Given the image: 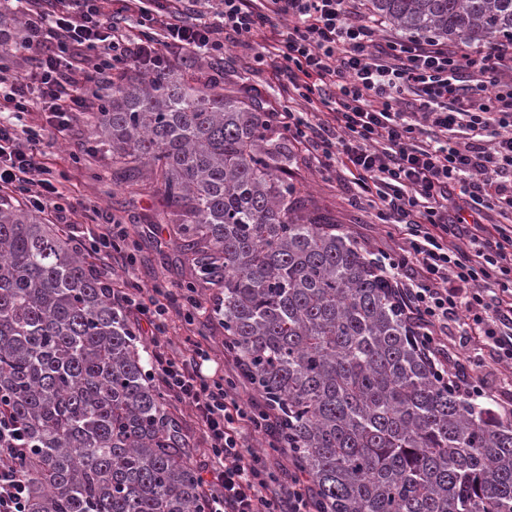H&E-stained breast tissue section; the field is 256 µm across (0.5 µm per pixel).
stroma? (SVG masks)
I'll list each match as a JSON object with an SVG mask.
<instances>
[{
	"instance_id": "1",
	"label": "stroma",
	"mask_w": 512,
	"mask_h": 512,
	"mask_svg": "<svg viewBox=\"0 0 512 512\" xmlns=\"http://www.w3.org/2000/svg\"><path fill=\"white\" fill-rule=\"evenodd\" d=\"M255 53L252 46L230 49L224 63V85L239 92L251 88L265 101L276 99L280 86L266 67L255 62ZM36 147L47 152L55 178L66 188L68 223H83L86 214L97 211L122 224L129 232L127 251L135 261L139 286L176 289L186 281L167 225L152 221L161 207L160 197L150 194L133 199L126 194L112 168L110 152L100 146L84 119H77L63 132L42 125ZM287 170L289 184L308 207L319 210L368 252L385 247L384 227L374 211L348 203L353 186L347 171L338 167L319 170L315 160L296 149L291 152ZM166 325V337L173 347L181 349L192 341L211 349L208 373L235 377L232 364L224 359V331L216 322L201 316L188 317L186 310L180 309L169 313Z\"/></svg>"
}]
</instances>
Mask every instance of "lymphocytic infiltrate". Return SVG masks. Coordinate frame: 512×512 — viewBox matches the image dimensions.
<instances>
[{
	"instance_id": "1",
	"label": "lymphocytic infiltrate",
	"mask_w": 512,
	"mask_h": 512,
	"mask_svg": "<svg viewBox=\"0 0 512 512\" xmlns=\"http://www.w3.org/2000/svg\"><path fill=\"white\" fill-rule=\"evenodd\" d=\"M25 2V49L38 78L0 75V98L13 109L0 116V192L39 212L60 210L65 197L17 114L48 105L62 132L91 110L95 84L111 81L118 65L156 76L174 54L217 56L225 45L259 41L288 92L267 105V126L346 169L356 199L391 226L400 248L374 262L439 382L470 403L512 398L486 381L512 369V42L477 51L463 41L386 37L358 0H218L216 24L165 0H121L118 11L111 0ZM128 12L140 27L134 44L121 27ZM83 46L90 57L80 56ZM297 99L306 111L293 108ZM492 211L500 223H489ZM65 230L103 278L116 256L131 269L121 225ZM112 299L153 345V380L195 416L209 512H312L308 482L289 471L282 491L270 490V461L244 443L246 430L272 433L273 413H244L222 380L203 374L210 355L200 346L169 352L161 339L169 307L154 294L116 288ZM25 444L19 424L0 417V512H28V484L10 463Z\"/></svg>"
}]
</instances>
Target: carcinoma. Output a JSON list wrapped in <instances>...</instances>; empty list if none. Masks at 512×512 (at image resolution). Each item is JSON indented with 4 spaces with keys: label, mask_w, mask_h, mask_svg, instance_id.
<instances>
[{
    "label": "carcinoma",
    "mask_w": 512,
    "mask_h": 512,
    "mask_svg": "<svg viewBox=\"0 0 512 512\" xmlns=\"http://www.w3.org/2000/svg\"><path fill=\"white\" fill-rule=\"evenodd\" d=\"M408 36L512 41V0H367ZM20 15L0 13V46ZM197 62L122 71L87 125L132 196L159 195L240 377L276 407L316 512H512V419L437 384L368 252L306 210L259 104ZM112 284L56 224L0 195V412L30 512H205L180 415Z\"/></svg>",
    "instance_id": "1"
}]
</instances>
